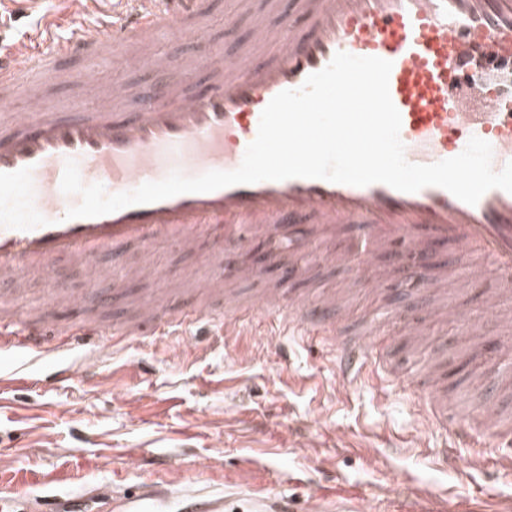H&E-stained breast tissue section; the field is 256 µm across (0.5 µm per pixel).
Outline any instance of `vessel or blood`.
Segmentation results:
<instances>
[{
	"instance_id": "1",
	"label": "vessel or blood",
	"mask_w": 512,
	"mask_h": 512,
	"mask_svg": "<svg viewBox=\"0 0 512 512\" xmlns=\"http://www.w3.org/2000/svg\"><path fill=\"white\" fill-rule=\"evenodd\" d=\"M121 2L117 16L93 21L73 9L64 36L56 32L57 19L48 17L26 38L0 42V100L22 91L31 104L30 113L9 119L8 131L0 132L1 279L20 283L26 271L65 257L83 263L94 281L105 274L96 256L130 243L167 241L192 251L207 241L220 254L247 253L257 232L287 256L289 277L307 275L325 259L350 270L348 287L396 286L439 299L449 289L494 277L496 286L485 292L480 308L506 337L485 352L512 351V306L501 300L512 293V193L492 189L472 206L436 186L405 193L383 183L355 187L290 178L70 219L66 212L80 198L60 188L70 159L84 184H102L110 193L174 171L197 176L236 169L271 99L301 87L340 51L392 62L389 92L409 162L454 157L476 136L491 144L492 166L501 170L512 161V0H270L267 11L252 17V38L239 44L233 58L213 46L203 54L161 56L148 65L153 80L133 85L109 80L104 62L157 33L205 41L204 0ZM68 59L81 60V68L62 70ZM59 79L82 89L84 105L74 117L60 116L46 92ZM297 224L316 225L318 240L292 234ZM350 224L364 226L363 239L352 249H334ZM441 246L453 260L434 275L430 269ZM396 250L397 261L378 262L379 254ZM72 303L83 319L60 328L52 312L37 318L0 302V353L21 352L49 365L42 382L55 384L90 370L96 348L200 322L219 324L226 336L252 325L266 308L272 316L264 336L273 339L285 330L333 344L344 382L352 385L368 367L388 363L387 328L394 321L388 311L378 327L347 334V306L334 290L299 303L271 288L259 305L228 296L218 308L204 302L145 306L131 325L88 318L85 298ZM420 375L432 427L452 431L445 463L455 464L457 449L489 437L501 448V461L512 466V423L503 422L482 393L461 414L443 391L438 369L426 364Z\"/></svg>"
}]
</instances>
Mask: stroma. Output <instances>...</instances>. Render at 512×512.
Here are the masks:
<instances>
[{
    "mask_svg": "<svg viewBox=\"0 0 512 512\" xmlns=\"http://www.w3.org/2000/svg\"><path fill=\"white\" fill-rule=\"evenodd\" d=\"M205 12L206 35L232 56L251 33L243 0H205ZM97 261L151 267L149 276L126 281L129 304L105 312L109 321L131 319V302L144 297L187 306L198 295L189 289L168 298L173 278L190 271L206 282L214 270L206 251L170 245L132 244ZM253 263L257 278L236 288L246 301L273 285L286 299L307 300L313 289L333 288L345 276L324 263L290 281L264 249ZM56 281L76 294L90 288L83 267L61 258L50 275L30 273L23 287L0 282V297L34 313ZM350 305L366 328L377 325L381 308L401 312L391 328L392 354L409 377L414 356L405 333L427 323L423 352L439 357L453 400L493 373L474 356L482 336L428 323L410 291L392 287L375 298L358 288ZM211 331L204 323L186 329L184 341L199 348L194 355L167 356L165 339L102 350L87 379L45 387L39 368H27L29 383L0 394V493L18 494L22 512L77 497L88 498L92 512H204L213 498L223 499L224 512H251L258 494L288 501L293 512H352L357 497L373 512H401L422 493L440 512H512V471L496 465L497 448L459 449L456 466L443 467L444 438L420 426L408 386L381 373L342 396L338 367L313 342L284 336L263 348L249 328L219 347ZM133 453L143 465L130 464ZM146 485L169 493L139 500Z\"/></svg>",
    "mask_w": 512,
    "mask_h": 512,
    "instance_id": "obj_1",
    "label": "stroma"
}]
</instances>
